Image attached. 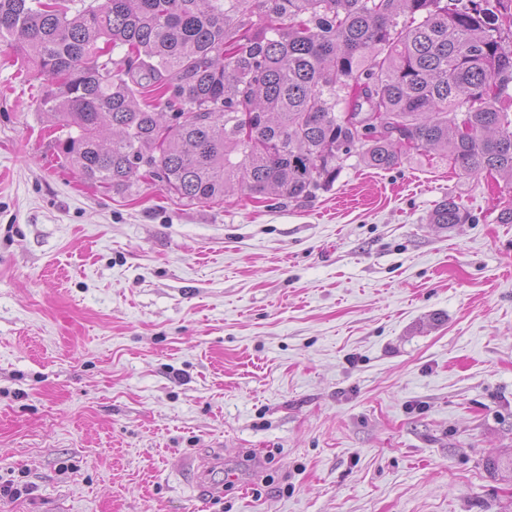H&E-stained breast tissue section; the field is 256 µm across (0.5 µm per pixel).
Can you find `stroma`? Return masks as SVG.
Segmentation results:
<instances>
[{
	"label": "stroma",
	"mask_w": 512,
	"mask_h": 512,
	"mask_svg": "<svg viewBox=\"0 0 512 512\" xmlns=\"http://www.w3.org/2000/svg\"><path fill=\"white\" fill-rule=\"evenodd\" d=\"M39 88L0 46V512H512L511 184L430 152L292 201L105 192ZM450 197L473 222L429 223ZM222 467H224V462L220 455L210 459H193L191 457L182 459V470L192 476L196 488L199 487L202 480L210 482L214 471Z\"/></svg>",
	"instance_id": "obj_1"
}]
</instances>
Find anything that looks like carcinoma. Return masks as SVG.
I'll return each mask as SVG.
<instances>
[{
  "instance_id": "obj_1",
  "label": "carcinoma",
  "mask_w": 512,
  "mask_h": 512,
  "mask_svg": "<svg viewBox=\"0 0 512 512\" xmlns=\"http://www.w3.org/2000/svg\"><path fill=\"white\" fill-rule=\"evenodd\" d=\"M71 2L0 0V45L43 79L56 154L84 183L292 200L354 152L387 170L428 150L512 182V0ZM471 220L453 198L429 217Z\"/></svg>"
}]
</instances>
